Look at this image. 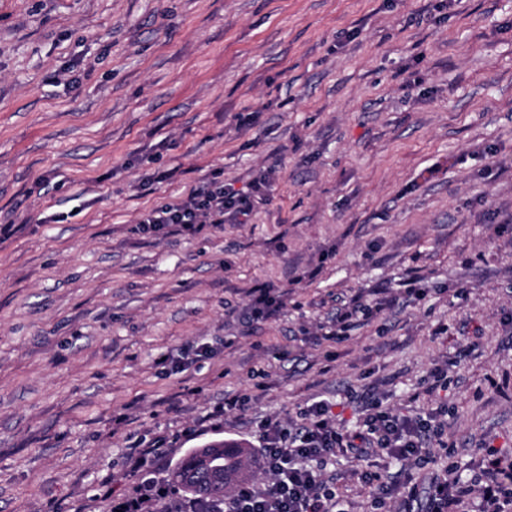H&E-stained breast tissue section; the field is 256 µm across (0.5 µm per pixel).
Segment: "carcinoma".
Wrapping results in <instances>:
<instances>
[{
    "label": "carcinoma",
    "instance_id": "cac0c4a2",
    "mask_svg": "<svg viewBox=\"0 0 512 512\" xmlns=\"http://www.w3.org/2000/svg\"><path fill=\"white\" fill-rule=\"evenodd\" d=\"M255 467V452L237 440L210 441L189 451L170 473L185 494L224 501L231 490L247 482Z\"/></svg>",
    "mask_w": 512,
    "mask_h": 512
}]
</instances>
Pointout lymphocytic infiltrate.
I'll list each match as a JSON object with an SVG mask.
<instances>
[{
  "label": "lymphocytic infiltrate",
  "instance_id": "obj_1",
  "mask_svg": "<svg viewBox=\"0 0 512 512\" xmlns=\"http://www.w3.org/2000/svg\"><path fill=\"white\" fill-rule=\"evenodd\" d=\"M253 208L250 196L233 184L210 182L190 189L178 201L145 211L137 230L147 234L170 228L193 234L207 225L246 223ZM422 296V289L408 288L399 298L355 296L342 301L321 338L341 340L358 323L380 317L397 302L410 303ZM363 411V423L355 430L337 424L333 405L326 400L302 409L297 421L261 423V446L255 454L264 482L240 485L216 506L197 498L183 499L176 512H342L327 465L339 456L365 455L371 448L400 465L392 476L377 469L362 471L377 510L391 506L395 512H460L466 501L475 498L478 512H512L511 456L490 448L477 475L465 479L451 467L423 483L413 469L432 463L433 449L442 442L445 424L440 411L408 416L373 397L367 398Z\"/></svg>",
  "mask_w": 512,
  "mask_h": 512
}]
</instances>
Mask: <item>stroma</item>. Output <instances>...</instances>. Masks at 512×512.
Returning <instances> with one entry per match:
<instances>
[{
    "mask_svg": "<svg viewBox=\"0 0 512 512\" xmlns=\"http://www.w3.org/2000/svg\"><path fill=\"white\" fill-rule=\"evenodd\" d=\"M208 180L257 190L248 223L136 232ZM6 223L0 512H112L153 473L130 437L255 449L316 400L355 428L369 388L443 408L435 469L512 453V0H0ZM412 277L424 299L317 342ZM266 284L284 307L244 322ZM198 338L214 356L166 374ZM367 464L337 459L343 512H370ZM400 299L396 296H384L367 300L361 296H355L349 300H343L336 308V318L321 336H317V340H341L358 323L380 317L396 304H399Z\"/></svg>",
    "mask_w": 512,
    "mask_h": 512,
    "instance_id": "obj_1",
    "label": "stroma"
}]
</instances>
